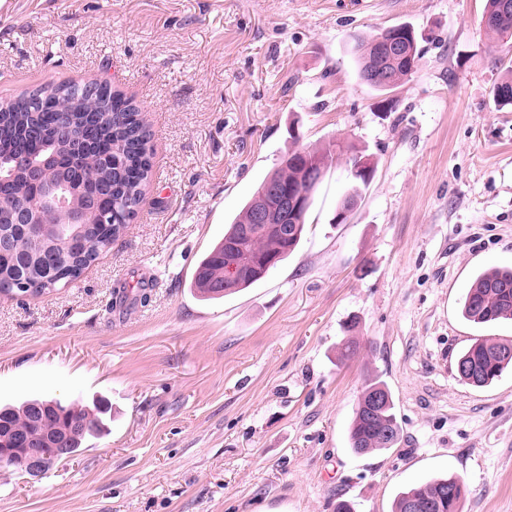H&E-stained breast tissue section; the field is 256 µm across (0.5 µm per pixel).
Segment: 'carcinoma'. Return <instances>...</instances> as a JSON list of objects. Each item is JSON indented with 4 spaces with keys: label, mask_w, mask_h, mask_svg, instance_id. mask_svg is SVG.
<instances>
[{
    "label": "carcinoma",
    "mask_w": 512,
    "mask_h": 512,
    "mask_svg": "<svg viewBox=\"0 0 512 512\" xmlns=\"http://www.w3.org/2000/svg\"><path fill=\"white\" fill-rule=\"evenodd\" d=\"M503 0H486L482 18L488 20L485 32L499 40H512V9L501 11ZM379 38L404 44L407 55L384 59L376 41ZM359 80L377 90L390 91L415 73L414 64L420 51L411 27L397 25L383 30L354 46ZM96 83L89 79L81 83H55L58 93L39 94L34 89L21 94L34 101L35 111L16 112V100H0V195L14 199H30L34 188L22 168V160L46 163L52 170L53 181L71 188L75 194L95 199L89 211L88 223L77 225L69 252L56 246L57 237L31 229L29 224L0 223V237L11 241L9 251L0 252V296H38L63 288L81 276L99 255L120 239L145 200L152 169V133L142 110L118 90L108 96L110 111H99L101 98L88 89ZM494 98L501 107L512 106V68L494 87ZM99 113L101 131L95 135L91 159L93 165L72 164L67 159V147L57 137V127L73 112ZM347 155L350 186L340 201L359 199L371 182L373 169H360L357 163L365 158L352 152V147L336 144V148H305L293 150L257 185L259 193L271 183L296 186L314 195L336 156ZM320 166V175L313 181L304 177L301 156ZM253 199H248L232 224L224 231V239L216 244L198 263L192 288L203 298L219 299L231 296L266 277L269 269L263 262L271 259L278 265L298 248L306 233L309 211L289 215L284 219L283 233L266 235L244 234L251 222ZM236 247L243 262L244 273L235 284L224 287V250ZM25 282L28 287L21 288ZM462 317L476 325L512 321V267H497L476 275L462 297ZM512 367V340L484 337L460 352L456 358L457 377L475 387L490 385ZM381 399L371 404L372 395ZM101 430L100 417L84 406L73 409L57 400L33 399L19 406H0V448L38 447L54 456L51 444L65 436L72 452ZM400 427L393 412V401L387 385L377 381L369 384L359 398L349 426L352 451L363 455L393 447ZM465 493L458 477L434 478L401 492L394 512H408L415 502L423 512H460Z\"/></svg>",
    "instance_id": "1"
}]
</instances>
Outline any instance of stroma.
Here are the masks:
<instances>
[{"label": "stroma", "instance_id": "1", "mask_svg": "<svg viewBox=\"0 0 512 512\" xmlns=\"http://www.w3.org/2000/svg\"><path fill=\"white\" fill-rule=\"evenodd\" d=\"M484 0H8L0 97L106 79L146 112L154 159L126 234L79 279L0 298V404L103 403V431L38 478L0 469V512H393L459 476L461 512H512V369L476 388L457 353L512 321L459 316L474 272L512 266V41ZM405 23L421 61L383 94L353 47ZM341 140L373 179L343 223L332 166L298 250L234 296L190 289L201 257L289 150ZM145 283V303L119 293ZM354 334L359 354L339 357ZM384 381L400 426L355 454ZM508 1V0H506ZM503 0H486L485 9L481 18L485 32L498 40H512V0H509L510 10L507 14L502 13L501 4ZM487 18L488 23H484ZM365 396L360 397L349 426V442L352 451L363 455L393 448L400 435V427L393 412V401L387 385L377 381L369 384ZM372 394L381 399L371 405Z\"/></svg>", "mask_w": 512, "mask_h": 512}]
</instances>
